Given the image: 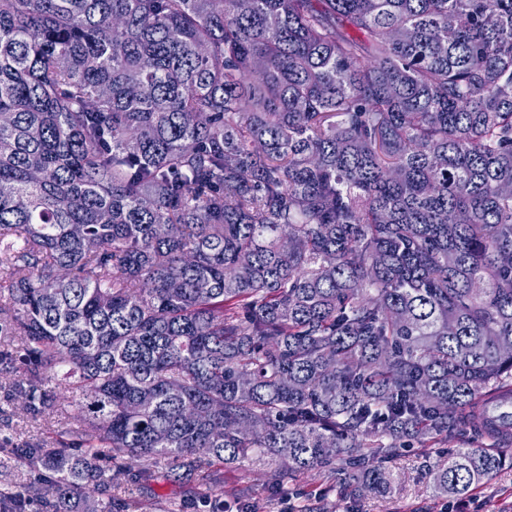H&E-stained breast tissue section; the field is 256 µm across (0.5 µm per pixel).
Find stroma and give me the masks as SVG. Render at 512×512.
<instances>
[{
	"label": "stroma",
	"instance_id": "obj_1",
	"mask_svg": "<svg viewBox=\"0 0 512 512\" xmlns=\"http://www.w3.org/2000/svg\"><path fill=\"white\" fill-rule=\"evenodd\" d=\"M53 395L63 410L62 416L53 419L28 416L18 404L0 400V439L21 443L71 428L74 406L69 393L57 388ZM467 443V437L461 436L427 452L418 447L404 449L396 463L401 485L384 500L340 494L336 475L328 470L292 472L274 488L269 484V466L255 460L220 469L205 465L195 476L179 481L159 475L137 483L118 479L112 496L137 502L138 512H161L174 503L205 512V496L217 494L227 512H448V502L433 496L424 471L427 463L446 460L449 450ZM467 501L466 512H512V447L505 449L502 467Z\"/></svg>",
	"mask_w": 512,
	"mask_h": 512
}]
</instances>
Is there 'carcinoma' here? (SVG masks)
Masks as SVG:
<instances>
[{"instance_id": "carcinoma-1", "label": "carcinoma", "mask_w": 512, "mask_h": 512, "mask_svg": "<svg viewBox=\"0 0 512 512\" xmlns=\"http://www.w3.org/2000/svg\"><path fill=\"white\" fill-rule=\"evenodd\" d=\"M240 2L0 0V373L77 406L13 448L46 512H127L116 456L387 498L512 430V0Z\"/></svg>"}]
</instances>
